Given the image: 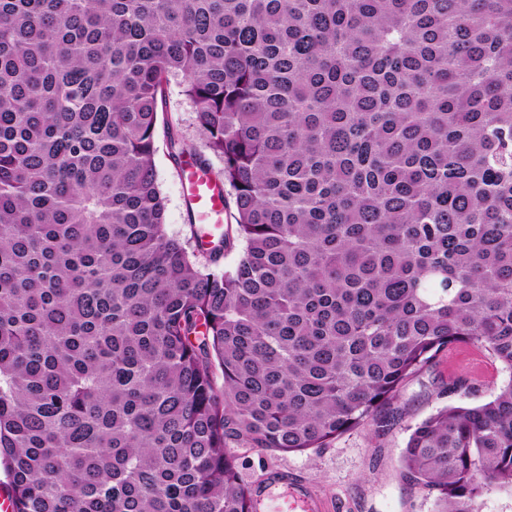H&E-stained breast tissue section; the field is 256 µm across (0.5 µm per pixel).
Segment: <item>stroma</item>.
<instances>
[{
	"label": "stroma",
	"instance_id": "1",
	"mask_svg": "<svg viewBox=\"0 0 512 512\" xmlns=\"http://www.w3.org/2000/svg\"><path fill=\"white\" fill-rule=\"evenodd\" d=\"M166 103L183 140L199 144L193 110L178 81H171ZM155 163L166 198L167 231L191 239L180 168L164 146ZM511 378L487 351L451 347L406 381L396 402L403 417L391 430L379 433L364 425L337 436L328 447L306 452L241 448V476L260 498V512H433L432 496L403 475L401 455L410 426L449 404L485 402ZM452 379L462 380V388L444 394Z\"/></svg>",
	"mask_w": 512,
	"mask_h": 512
}]
</instances>
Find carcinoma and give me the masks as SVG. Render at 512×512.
Instances as JSON below:
<instances>
[{"label": "carcinoma", "instance_id": "obj_1", "mask_svg": "<svg viewBox=\"0 0 512 512\" xmlns=\"http://www.w3.org/2000/svg\"><path fill=\"white\" fill-rule=\"evenodd\" d=\"M173 78L234 208L208 249L166 229ZM458 344L511 378L411 427L435 512L512 489V0H0L13 512H258L234 449L384 432Z\"/></svg>", "mask_w": 512, "mask_h": 512}]
</instances>
